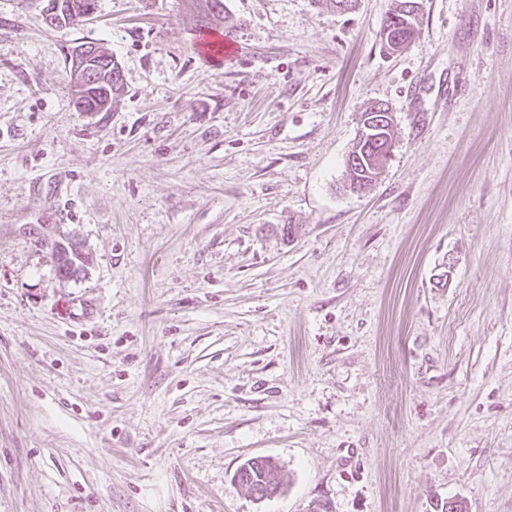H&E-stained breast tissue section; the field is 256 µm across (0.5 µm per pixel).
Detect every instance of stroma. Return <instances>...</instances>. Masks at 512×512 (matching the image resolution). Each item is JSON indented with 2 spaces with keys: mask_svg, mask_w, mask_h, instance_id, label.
I'll return each instance as SVG.
<instances>
[{
  "mask_svg": "<svg viewBox=\"0 0 512 512\" xmlns=\"http://www.w3.org/2000/svg\"><path fill=\"white\" fill-rule=\"evenodd\" d=\"M46 5L0 0V512H512V0H423L393 55L392 0ZM87 42L108 112L74 107ZM257 456L283 494L235 481ZM197 51L202 56L215 55L223 53L224 55H230L232 49L228 46H224V36L221 33L208 32L202 34L196 45ZM68 63L73 72L74 99L77 110L80 112H106L110 106V98L101 104L97 100H88L87 96L93 87L102 83L100 80L102 76L110 78L111 84L100 86L99 89L109 90L112 93L117 90V87L114 88L117 84L113 79L115 75H112V68L115 71H120V67L112 55L103 53L96 43H85L72 50ZM365 113L366 114L362 115L361 129H360L357 141H356L357 147L353 148L349 152V154L346 158V166L349 170H354L355 165H357V167H359L358 164L361 163L360 164L361 169L356 167V169L354 171L355 173H358V172L366 173V171H367L366 168L369 169L372 167V163L370 161V159L372 158V155L371 154L368 155V153H370L369 148L374 149V146L371 145L372 140L377 139V144L379 145V144H381L382 141H384V139H386V143L383 146V149L388 150V156L391 155L393 143H394V138H393L392 133H391V136H388L385 134H381L378 136L375 135L377 133H382V132L387 131L388 127H385V124L388 122L392 123L391 118L393 119V117H392L391 109L389 108V106L384 102L375 101V102L370 103L366 107ZM361 149H363L362 150L363 156L367 157V155H368V157H369V158L365 159L366 168H364L362 165V164H364V159L360 154ZM347 168H346V173H347V179H348V177L351 178L353 176H352V173L349 170H347ZM50 247L55 256L59 255L73 262V268L76 269L78 274L86 273L92 260L89 254L76 244L75 239L64 237L53 242Z\"/></svg>",
  "mask_w": 512,
  "mask_h": 512,
  "instance_id": "35a3bbf8",
  "label": "stroma"
}]
</instances>
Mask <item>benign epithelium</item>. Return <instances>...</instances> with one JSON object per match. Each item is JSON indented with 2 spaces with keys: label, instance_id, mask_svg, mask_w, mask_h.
I'll return each mask as SVG.
<instances>
[{
  "label": "benign epithelium",
  "instance_id": "obj_1",
  "mask_svg": "<svg viewBox=\"0 0 512 512\" xmlns=\"http://www.w3.org/2000/svg\"><path fill=\"white\" fill-rule=\"evenodd\" d=\"M67 3L64 0H48V5L43 11V18L47 25L55 26L66 17ZM422 10L420 0H408L399 10V16H391V21L403 23V26L412 28L416 26ZM74 78V99L77 110L80 112H105L110 102L100 103L88 99L89 91L102 83L101 77H112V70H120L118 63L111 54L103 53V50L95 43H85L75 49L69 55L68 60ZM392 118L391 109L384 102H372L362 115L361 129L356 141L357 147L352 149L347 158L346 166L353 170L358 164L364 163V156L370 153L371 141L385 142L383 149L392 150L394 138L385 134V124ZM51 250L73 262L77 273L87 271L91 264V257L83 248L76 244V240L64 237L51 244Z\"/></svg>",
  "mask_w": 512,
  "mask_h": 512
}]
</instances>
